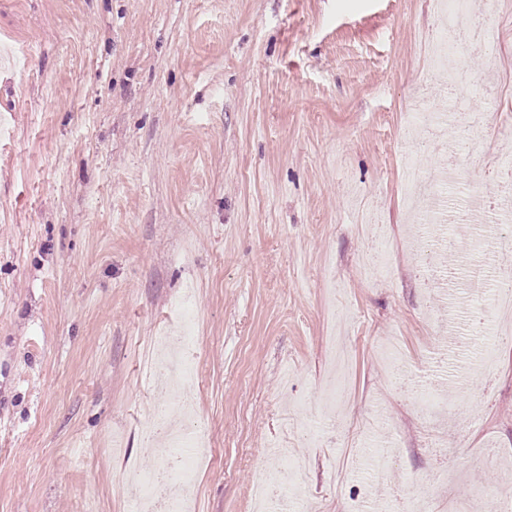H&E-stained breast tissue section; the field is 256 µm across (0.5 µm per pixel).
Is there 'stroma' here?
<instances>
[{"mask_svg": "<svg viewBox=\"0 0 512 512\" xmlns=\"http://www.w3.org/2000/svg\"><path fill=\"white\" fill-rule=\"evenodd\" d=\"M483 7L469 117L512 154V0ZM435 27L433 0H0V512L138 503L121 476L158 461L164 393L145 354L180 333L188 288L198 512H253L256 471L293 457L314 512H490L512 492V345L483 368L491 298L437 320L470 263L410 249L403 129ZM459 137L458 208L512 188ZM379 234L386 283L365 271ZM395 341L466 415L391 387ZM487 444L498 462L472 467ZM376 449L397 456L379 485Z\"/></svg>", "mask_w": 512, "mask_h": 512, "instance_id": "stroma-1", "label": "stroma"}]
</instances>
